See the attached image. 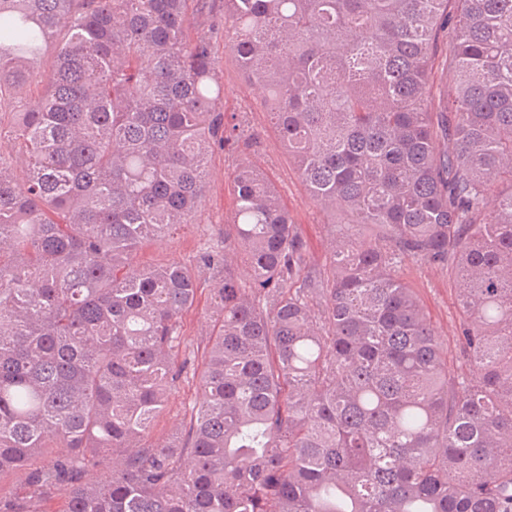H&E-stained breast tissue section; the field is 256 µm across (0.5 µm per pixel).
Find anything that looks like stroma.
I'll return each mask as SVG.
<instances>
[{"mask_svg":"<svg viewBox=\"0 0 512 512\" xmlns=\"http://www.w3.org/2000/svg\"><path fill=\"white\" fill-rule=\"evenodd\" d=\"M211 49L214 66L224 84V111L235 113L241 126L259 137L257 148L247 153V160L261 169L277 189L307 242L310 265L323 267L328 258L329 216L310 201L279 136L270 127L261 106L262 89L244 79L237 59L224 46L223 36L213 37ZM237 163L236 157L224 151L210 154L206 190L196 223L182 225L173 235L161 240L146 242L138 253L141 263L150 266L174 262L189 264L204 244L223 242L224 221L234 208L232 178ZM409 277L416 284L436 334L448 348L449 357H458L461 315L452 281L444 270L428 265L411 268ZM196 383L192 370H185L168 394L166 408L154 426L155 438L164 439L186 423L196 398Z\"/></svg>","mask_w":512,"mask_h":512,"instance_id":"1","label":"stroma"}]
</instances>
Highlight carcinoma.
Segmentation results:
<instances>
[{"label":"carcinoma","mask_w":512,"mask_h":512,"mask_svg":"<svg viewBox=\"0 0 512 512\" xmlns=\"http://www.w3.org/2000/svg\"><path fill=\"white\" fill-rule=\"evenodd\" d=\"M212 8L0 0L24 169L0 160V485L29 489L0 512L55 489L62 512H512V0H224L225 47L341 216L329 264L243 162L224 245L144 266L146 240L195 223L211 151L257 143L192 32ZM406 262L455 277L451 364ZM206 280L199 400L160 441Z\"/></svg>","instance_id":"cac0c4a2"}]
</instances>
